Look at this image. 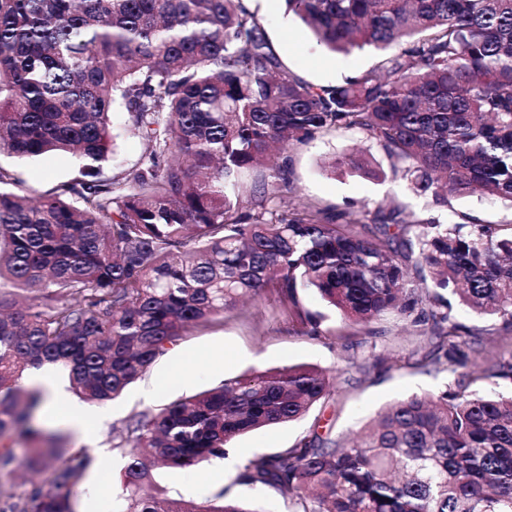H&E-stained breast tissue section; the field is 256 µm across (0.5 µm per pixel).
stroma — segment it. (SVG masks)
Here are the masks:
<instances>
[{
    "instance_id": "35a3bbf8",
    "label": "stroma",
    "mask_w": 512,
    "mask_h": 512,
    "mask_svg": "<svg viewBox=\"0 0 512 512\" xmlns=\"http://www.w3.org/2000/svg\"><path fill=\"white\" fill-rule=\"evenodd\" d=\"M250 6L263 21L275 51L290 74L306 81L335 85L375 67L379 55L366 49L349 54L331 53L318 45L307 26L288 15L283 0H250ZM367 152L369 172L346 171L336 175L323 168L331 156ZM293 179L301 201L322 208L349 206L376 211L381 203L396 201L411 219H432L442 224L457 222L460 214L477 216L485 224L512 223V210L486 198H452L447 205L435 204L431 197H418L387 175L388 161L375 145L355 130L322 135L294 150ZM79 162L69 155H48L36 159L0 156V166L14 174L22 188L49 190L70 179ZM300 306L309 313H322L318 329H311L288 304L272 297L250 303L225 314L223 322L187 334L170 347L155 365L120 398L104 405L106 420L95 426L90 440L71 433L62 412L80 405L81 400L65 383L63 371L54 376L63 390L58 410L41 408L40 426L70 432L74 446H87L94 462L76 491L75 512H112L115 481L125 462L126 448L115 434L124 421L140 412H155L182 397L220 383L229 377L255 371L308 364L319 367L333 378V394L304 419L269 427L235 440L231 452L238 462L299 447L302 441L318 436L337 440L356 433L389 404L411 394L442 395L448 375L434 369L429 355L439 337L420 334L412 315L397 311L365 326L344 320L326 309L318 295H299ZM454 315L472 338L490 348L512 335L499 320L477 315L455 306ZM194 368L190 379L178 378L183 365ZM153 482L168 494L195 500L216 493L255 508L256 512H297L296 503L282 498L275 490L237 482L235 473H223L215 465L196 470L160 469Z\"/></svg>"
}]
</instances>
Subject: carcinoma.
Returning a JSON list of instances; mask_svg holds the SVG:
<instances>
[{"label":"carcinoma","instance_id":"cac0c4a2","mask_svg":"<svg viewBox=\"0 0 512 512\" xmlns=\"http://www.w3.org/2000/svg\"><path fill=\"white\" fill-rule=\"evenodd\" d=\"M285 4L325 49L386 55L314 85L287 74L249 0H0V154L83 161L43 192H14L0 167V472L47 474L21 494L0 484V512H73L93 463L34 428L45 396L22 384L30 371L62 370L103 405L188 330L270 293L295 307L308 290L354 324L417 313L448 339L432 358L448 391L399 400L344 443L249 460L237 481L301 512H512V395L470 390L512 379V341L466 354L451 302L512 330V233L469 215L411 223L392 202L372 216L286 202L290 150L352 129L413 193L512 209V0ZM118 108L144 151L106 175ZM272 150L265 178L246 183ZM367 166L363 153L325 163ZM331 390L318 367L284 366L129 417L113 512H257L222 492L169 497L152 472L221 461L237 437L298 421ZM18 436L44 447L21 458Z\"/></svg>","mask_w":512,"mask_h":512}]
</instances>
